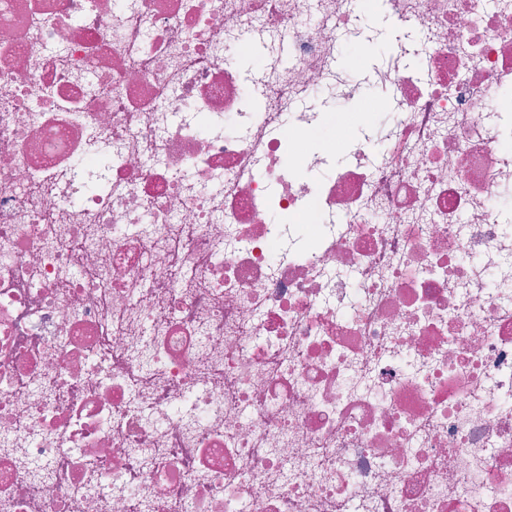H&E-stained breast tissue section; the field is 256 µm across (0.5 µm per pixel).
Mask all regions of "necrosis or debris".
<instances>
[{
  "instance_id": "necrosis-or-debris-1",
  "label": "necrosis or debris",
  "mask_w": 512,
  "mask_h": 512,
  "mask_svg": "<svg viewBox=\"0 0 512 512\" xmlns=\"http://www.w3.org/2000/svg\"><path fill=\"white\" fill-rule=\"evenodd\" d=\"M378 3L0 0V512H512V0Z\"/></svg>"
}]
</instances>
